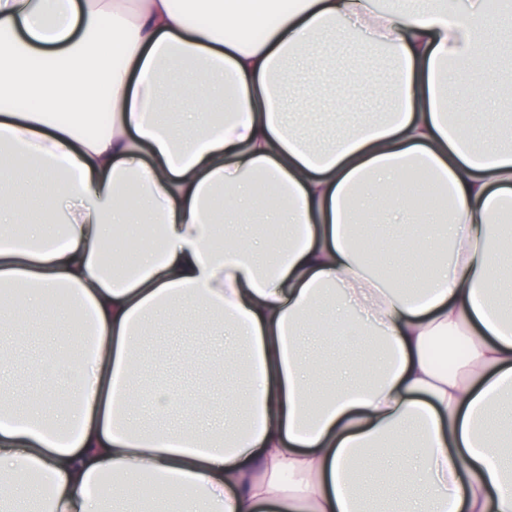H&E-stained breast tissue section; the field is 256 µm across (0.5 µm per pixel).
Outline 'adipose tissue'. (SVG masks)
I'll use <instances>...</instances> for the list:
<instances>
[{
  "label": "adipose tissue",
  "mask_w": 512,
  "mask_h": 512,
  "mask_svg": "<svg viewBox=\"0 0 512 512\" xmlns=\"http://www.w3.org/2000/svg\"><path fill=\"white\" fill-rule=\"evenodd\" d=\"M320 38L394 61L386 118L323 146L285 102L332 114L363 88L324 65L299 79ZM480 58L512 82V0L493 17L485 0H0V334L38 312L91 346L70 377L0 398V512L40 487L49 512H109L148 484L179 512H359L365 463L394 512H512V147L450 104L482 82ZM17 155L47 183L38 209ZM412 168L446 191L447 224L415 204ZM218 197L282 238L257 240ZM366 213L420 223L421 287L360 249ZM119 224L146 227L123 268ZM162 315L225 340L203 375L223 383L234 363L246 386L218 420L148 383L142 341ZM339 323L382 346L337 358L341 382L320 392L306 338ZM146 401L182 425L142 427Z\"/></svg>",
  "instance_id": "1"
}]
</instances>
